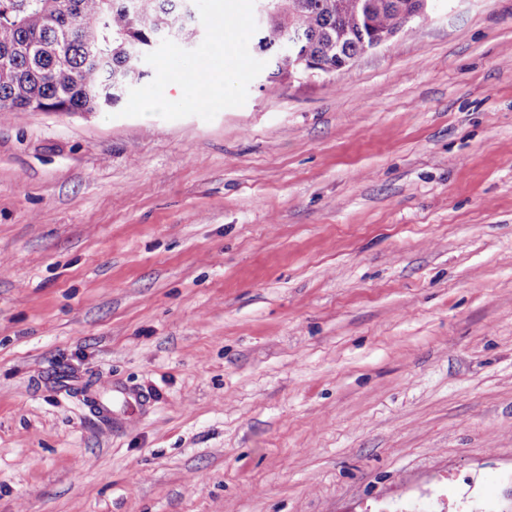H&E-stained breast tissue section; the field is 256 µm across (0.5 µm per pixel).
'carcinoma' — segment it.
<instances>
[{"instance_id": "1", "label": "carcinoma", "mask_w": 512, "mask_h": 512, "mask_svg": "<svg viewBox=\"0 0 512 512\" xmlns=\"http://www.w3.org/2000/svg\"><path fill=\"white\" fill-rule=\"evenodd\" d=\"M362 0H275L259 46L277 48L274 75L293 60V33L320 63L355 53L362 38L401 23L399 4L363 17ZM192 0H0V111L96 112L119 102L146 76L144 57L162 40L193 47L200 29Z\"/></svg>"}]
</instances>
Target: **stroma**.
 <instances>
[{"instance_id": "1", "label": "stroma", "mask_w": 512, "mask_h": 512, "mask_svg": "<svg viewBox=\"0 0 512 512\" xmlns=\"http://www.w3.org/2000/svg\"><path fill=\"white\" fill-rule=\"evenodd\" d=\"M120 110L0 112V512H512V0Z\"/></svg>"}]
</instances>
